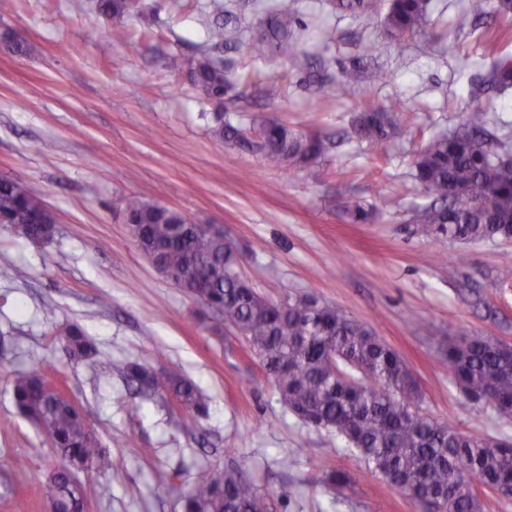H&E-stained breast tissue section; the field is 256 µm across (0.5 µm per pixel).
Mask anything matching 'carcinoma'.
I'll return each instance as SVG.
<instances>
[{
    "label": "carcinoma",
    "mask_w": 512,
    "mask_h": 512,
    "mask_svg": "<svg viewBox=\"0 0 512 512\" xmlns=\"http://www.w3.org/2000/svg\"><path fill=\"white\" fill-rule=\"evenodd\" d=\"M135 6L133 0H99L105 17H119ZM267 20L271 38L288 42L295 67L306 69L309 57L293 41L297 18L290 0H274ZM383 25L401 39L421 35L431 25L429 0H388ZM193 86L221 102L234 89L231 75L207 56L189 69ZM490 80L512 87V56L499 58ZM402 111L389 106L360 113L352 133L381 143L390 137L391 116ZM218 139L261 154L271 165H301L319 157L325 139L318 131L301 132L266 118L250 129L220 124ZM512 149L495 141L484 113L474 111L451 135L429 139L413 157L416 179L432 202L417 216L415 233L459 241L512 239ZM41 198L26 186L0 179V217L28 224L34 235H54L56 226L39 222ZM126 211L139 225L144 253L162 249L166 266L178 271L183 289L205 285L206 306L239 327L251 350L272 377L280 402L306 424L336 431L357 449L366 465L397 490L413 492L417 502L435 499L442 512H480L476 486L512 494V446L487 448L480 440L418 413L422 392L412 371L366 323L310 294L288 296L278 304L258 294L237 272L240 256L222 235H212L185 213L126 201ZM343 211L354 223L370 212L344 199ZM70 355H93V347L78 325L65 329ZM443 364L457 386L470 398L494 401L500 416L512 418V351L500 352L483 336L465 342L448 337ZM128 378L155 394L168 395L199 418L208 403L191 380L131 362ZM12 398L20 414L34 420L50 440L59 465L45 486L46 497L64 512H87L92 489L76 472L91 469L104 452L94 439L88 414L58 397L39 361L14 373ZM259 498L257 485L243 474L216 467L182 497L183 512H251Z\"/></svg>",
    "instance_id": "cac0c4a2"
}]
</instances>
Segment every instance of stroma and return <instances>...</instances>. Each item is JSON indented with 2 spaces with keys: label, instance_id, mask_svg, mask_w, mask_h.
<instances>
[{
  "label": "stroma",
  "instance_id": "obj_1",
  "mask_svg": "<svg viewBox=\"0 0 512 512\" xmlns=\"http://www.w3.org/2000/svg\"><path fill=\"white\" fill-rule=\"evenodd\" d=\"M223 2L218 45L210 0H140L142 14L110 19L98 0H0V179L38 194L58 228L34 243L0 224V512H48L44 487L58 460L10 386L34 360L86 409L105 452L79 475L94 489L90 512H181L182 493L214 467L252 480L266 512H420L342 437L289 412L243 336L156 271L129 235L130 196L223 225L240 275L262 296L312 294L369 324L417 378L422 414L512 441V419L468 399L440 360L450 336L512 345V263L502 260L512 241L412 232L428 202L412 159L432 134L479 109L494 136L512 138V89L488 80L494 58L512 55V17L485 15L480 0H430L427 34L395 40L381 28L384 0L364 13L293 0L312 61L299 72L286 49L257 43L266 0ZM172 54L219 61L237 79L234 100L210 102L169 72ZM362 57L391 80L361 77L323 96L322 83ZM394 98L405 109L387 142L347 137L355 114ZM264 117L326 133L325 154L272 167L217 143L220 121L249 128ZM344 197L373 208V220L347 219ZM429 253L443 262L424 263ZM71 324L99 363L70 359L62 333ZM129 362L192 380L208 416L136 393L122 372ZM334 473L343 484H329Z\"/></svg>",
  "mask_w": 512,
  "mask_h": 512
}]
</instances>
